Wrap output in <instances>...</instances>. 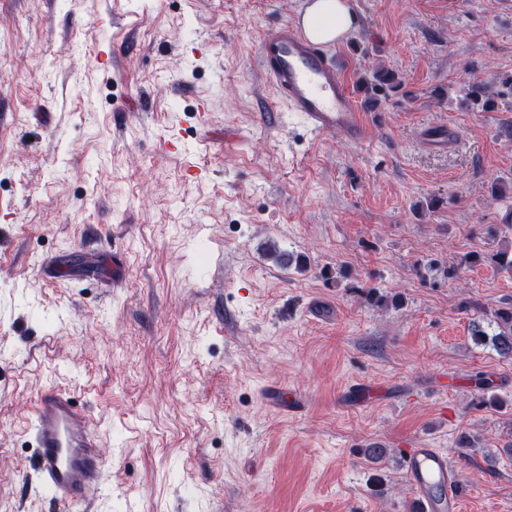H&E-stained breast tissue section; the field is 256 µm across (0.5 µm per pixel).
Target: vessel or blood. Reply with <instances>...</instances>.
I'll list each match as a JSON object with an SVG mask.
<instances>
[{
  "label": "vessel or blood",
  "instance_id": "vessel-or-blood-1",
  "mask_svg": "<svg viewBox=\"0 0 512 512\" xmlns=\"http://www.w3.org/2000/svg\"><path fill=\"white\" fill-rule=\"evenodd\" d=\"M254 58L265 80L287 112L315 135L339 133L352 143L365 141L370 128L349 87L343 63L329 45L306 37L294 20L266 28L254 46ZM459 138L453 124L422 131L432 152L452 149ZM271 402L296 413L299 394L272 387ZM28 435L30 466L38 488L58 512H82L98 492L109 451L73 392L46 386L38 394ZM407 482L418 512H462L458 470L447 453L415 443L403 456Z\"/></svg>",
  "mask_w": 512,
  "mask_h": 512
}]
</instances>
